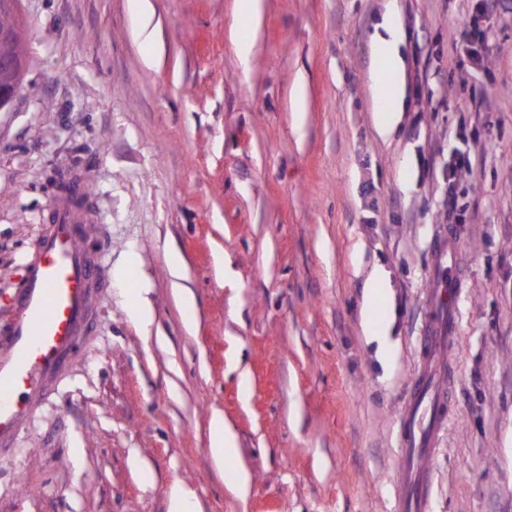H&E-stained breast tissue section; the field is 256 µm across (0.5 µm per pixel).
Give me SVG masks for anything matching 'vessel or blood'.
Wrapping results in <instances>:
<instances>
[{
	"label": "vessel or blood",
	"instance_id": "obj_1",
	"mask_svg": "<svg viewBox=\"0 0 512 512\" xmlns=\"http://www.w3.org/2000/svg\"><path fill=\"white\" fill-rule=\"evenodd\" d=\"M71 190L53 209L15 297L11 350L0 358V447L14 440L32 416L46 380L64 365L90 321L91 290L101 261L81 246L92 231L93 217L75 208L71 196L84 187L77 181ZM456 254L449 237L437 240L418 365L398 429L395 512H430L432 474L420 460L432 452L448 420V394L440 380L460 340Z\"/></svg>",
	"mask_w": 512,
	"mask_h": 512
}]
</instances>
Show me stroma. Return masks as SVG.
<instances>
[{"mask_svg":"<svg viewBox=\"0 0 512 512\" xmlns=\"http://www.w3.org/2000/svg\"><path fill=\"white\" fill-rule=\"evenodd\" d=\"M152 2L153 44L130 0L18 4L23 83L0 108V356L56 172L86 185L97 223L83 245L102 253L104 286L0 447V512H168L177 486L199 512H395L398 423L448 231L460 341L453 414L424 460L431 512H512V0L481 21L478 71L459 50L471 0H261L255 25L239 0ZM253 27L244 69L229 34ZM388 31L402 69L384 138L372 78ZM457 148L476 174L449 175ZM136 291L150 324L129 312ZM217 414L238 448L221 467Z\"/></svg>","mask_w":512,"mask_h":512,"instance_id":"obj_1","label":"stroma"}]
</instances>
